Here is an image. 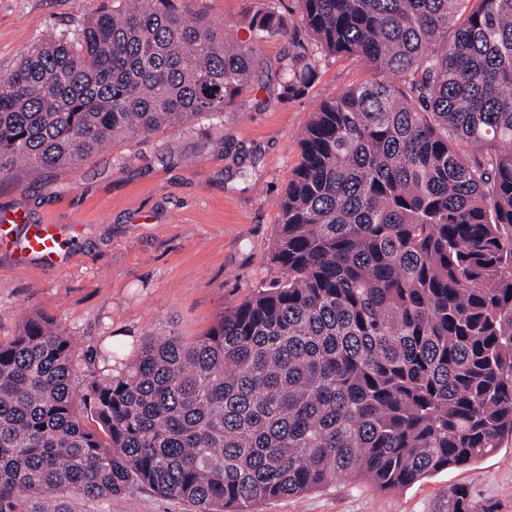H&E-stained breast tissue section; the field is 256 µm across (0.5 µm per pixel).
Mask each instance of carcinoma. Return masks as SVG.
I'll return each instance as SVG.
<instances>
[{
	"instance_id": "1",
	"label": "carcinoma",
	"mask_w": 512,
	"mask_h": 512,
	"mask_svg": "<svg viewBox=\"0 0 512 512\" xmlns=\"http://www.w3.org/2000/svg\"><path fill=\"white\" fill-rule=\"evenodd\" d=\"M300 2L322 53L376 76L302 133L271 253L284 280L98 378L29 315L0 342V512L135 488L242 512L342 476L410 486L512 435V0ZM285 30L267 10L251 33ZM317 63L294 53L283 91ZM252 67L177 0L103 9L0 74V178L214 118ZM447 504L493 512L465 486Z\"/></svg>"
}]
</instances>
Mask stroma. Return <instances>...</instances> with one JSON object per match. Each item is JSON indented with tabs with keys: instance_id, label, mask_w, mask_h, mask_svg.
Masks as SVG:
<instances>
[{
	"instance_id": "stroma-1",
	"label": "stroma",
	"mask_w": 512,
	"mask_h": 512,
	"mask_svg": "<svg viewBox=\"0 0 512 512\" xmlns=\"http://www.w3.org/2000/svg\"><path fill=\"white\" fill-rule=\"evenodd\" d=\"M119 0H0V72L12 70L47 34L76 30ZM226 40L250 36L261 10L289 31L253 45L250 90L219 122L198 120L144 138L118 139L78 165L0 181V218L60 225L69 242L59 261L19 260L0 249V342L24 318L49 317L73 337L82 374L98 375L111 349L133 355L150 335L191 340L225 310L280 280L271 260L278 202L299 161L301 133L319 105L369 78L355 56L320 59L295 95L281 66L299 32V0H178ZM512 512V437L501 448L421 482L382 491L365 478L260 504L258 512H445L448 491ZM72 512H187L183 502L135 490L111 502L74 498Z\"/></svg>"
}]
</instances>
